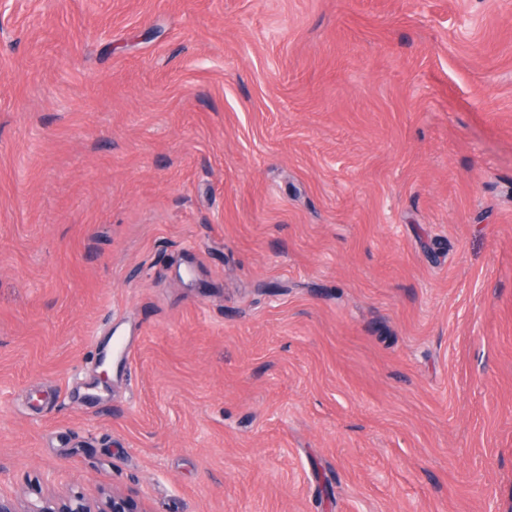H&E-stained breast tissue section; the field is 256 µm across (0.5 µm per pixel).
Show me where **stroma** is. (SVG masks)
Returning <instances> with one entry per match:
<instances>
[{"mask_svg":"<svg viewBox=\"0 0 512 512\" xmlns=\"http://www.w3.org/2000/svg\"><path fill=\"white\" fill-rule=\"evenodd\" d=\"M36 481L512 512V0H0V491Z\"/></svg>","mask_w":512,"mask_h":512,"instance_id":"stroma-1","label":"stroma"}]
</instances>
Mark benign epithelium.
Returning <instances> with one entry per match:
<instances>
[{
	"instance_id": "obj_1",
	"label": "benign epithelium",
	"mask_w": 512,
	"mask_h": 512,
	"mask_svg": "<svg viewBox=\"0 0 512 512\" xmlns=\"http://www.w3.org/2000/svg\"><path fill=\"white\" fill-rule=\"evenodd\" d=\"M0 512H145L131 494L118 489H104L100 497L90 501L80 492L48 495L34 489L18 498L0 492Z\"/></svg>"
}]
</instances>
